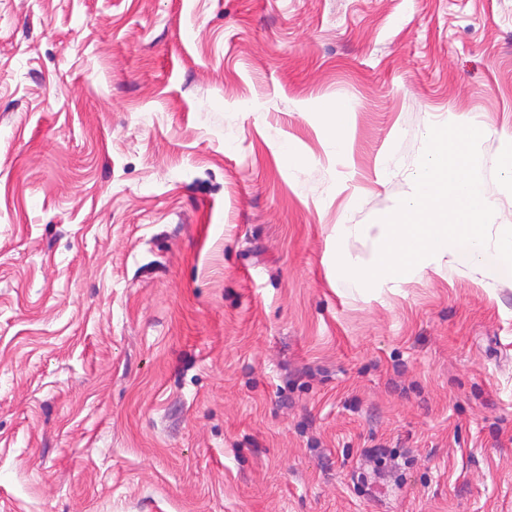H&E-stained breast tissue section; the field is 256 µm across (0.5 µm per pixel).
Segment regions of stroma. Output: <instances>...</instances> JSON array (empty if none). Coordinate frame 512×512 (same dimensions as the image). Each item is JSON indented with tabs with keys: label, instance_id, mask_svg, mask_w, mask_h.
I'll return each instance as SVG.
<instances>
[{
	"label": "stroma",
	"instance_id": "35a3bbf8",
	"mask_svg": "<svg viewBox=\"0 0 512 512\" xmlns=\"http://www.w3.org/2000/svg\"><path fill=\"white\" fill-rule=\"evenodd\" d=\"M461 118L512 0H0V512H512V285L336 276ZM364 456L372 463V473L375 477L384 475L386 470L392 469L399 456L389 448L377 447L364 450Z\"/></svg>",
	"mask_w": 512,
	"mask_h": 512
}]
</instances>
